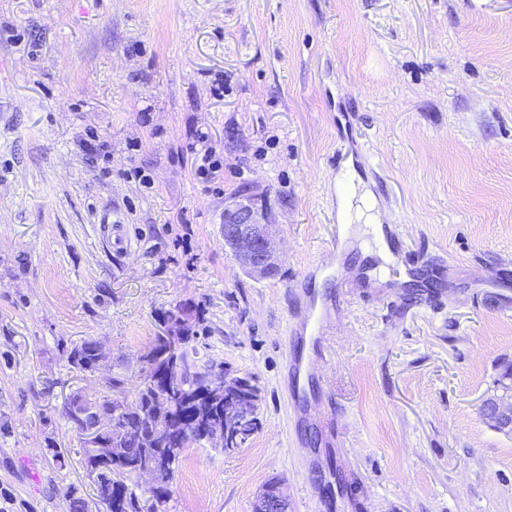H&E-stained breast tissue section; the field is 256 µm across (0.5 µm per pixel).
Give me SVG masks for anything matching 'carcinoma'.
Wrapping results in <instances>:
<instances>
[{"label":"carcinoma","instance_id":"carcinoma-1","mask_svg":"<svg viewBox=\"0 0 512 512\" xmlns=\"http://www.w3.org/2000/svg\"><path fill=\"white\" fill-rule=\"evenodd\" d=\"M97 347L85 341L71 348L68 359L81 372L97 366ZM181 398L167 400L157 388L140 386L135 398L125 403L111 426L94 444L82 442L79 453L88 474L92 475L96 496L110 503L111 512H165L172 497L169 484L184 458L185 449L160 447L151 440L152 431L160 426L178 440L194 415L208 422L224 414V402L195 403L204 389V372L185 374L179 381ZM164 461L158 485L147 493L138 486V468Z\"/></svg>","mask_w":512,"mask_h":512}]
</instances>
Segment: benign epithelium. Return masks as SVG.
I'll list each match as a JSON object with an SVG mask.
<instances>
[{"label":"benign epithelium","instance_id":"benign-epithelium-1","mask_svg":"<svg viewBox=\"0 0 512 512\" xmlns=\"http://www.w3.org/2000/svg\"><path fill=\"white\" fill-rule=\"evenodd\" d=\"M276 225L265 224L254 214L250 206L238 204L229 211L224 220V248L228 249L247 275L253 278H265L278 266V257L272 248V239ZM169 323L176 331L165 336V347L152 363V370L158 378L165 379L164 388L170 389V373L184 372L182 355L184 352L181 338L187 328L185 312L182 308L173 310ZM250 382L242 377L224 371V367L215 366L209 370L208 388L224 394V451H233L240 443L237 430L246 421L254 417L255 409L248 394ZM481 410L484 418L496 430L512 434V379L500 386L499 392L482 400ZM112 425V415L99 413L82 430L86 441L97 440ZM288 499L278 485L270 487L257 500L258 512H288Z\"/></svg>","mask_w":512,"mask_h":512}]
</instances>
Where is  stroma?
<instances>
[{
    "label": "stroma",
    "mask_w": 512,
    "mask_h": 512,
    "mask_svg": "<svg viewBox=\"0 0 512 512\" xmlns=\"http://www.w3.org/2000/svg\"><path fill=\"white\" fill-rule=\"evenodd\" d=\"M201 131L223 176L192 170ZM351 180L445 264L430 288L365 225L332 248ZM241 202L279 229L264 279L224 248ZM505 266L512 0H0V512L92 497L64 404L132 400L179 304L205 311L197 365L251 377L261 425L188 448L169 512H253L271 481L289 512H512V436L479 412L512 366ZM315 297L328 354L297 416ZM85 340L105 359L83 374ZM96 351L97 347L95 346V342L85 341L81 345L71 348L68 354L69 362L75 369L81 372H93L97 364L99 365L104 358L100 349V357L97 363Z\"/></svg>",
    "instance_id": "stroma-1"
}]
</instances>
